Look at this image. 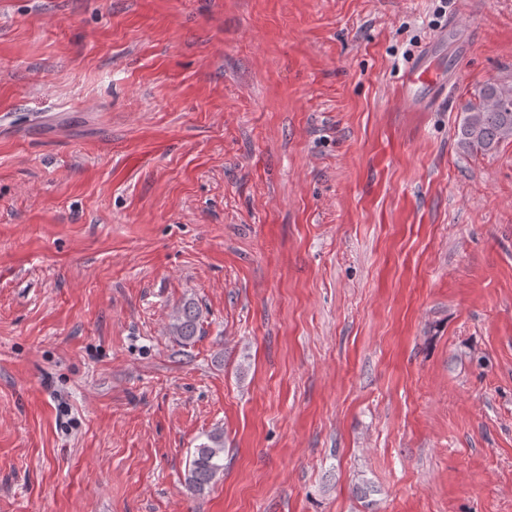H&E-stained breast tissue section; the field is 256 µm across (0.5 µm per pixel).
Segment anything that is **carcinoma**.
<instances>
[{"mask_svg":"<svg viewBox=\"0 0 512 512\" xmlns=\"http://www.w3.org/2000/svg\"><path fill=\"white\" fill-rule=\"evenodd\" d=\"M457 141L464 151L494 153L512 142V83L488 81L479 90V103L461 108ZM168 332L183 344L202 333V315L194 299L187 297L170 314ZM224 475V431L215 428L206 434L190 458L185 483L193 494H202Z\"/></svg>","mask_w":512,"mask_h":512,"instance_id":"1","label":"carcinoma"}]
</instances>
